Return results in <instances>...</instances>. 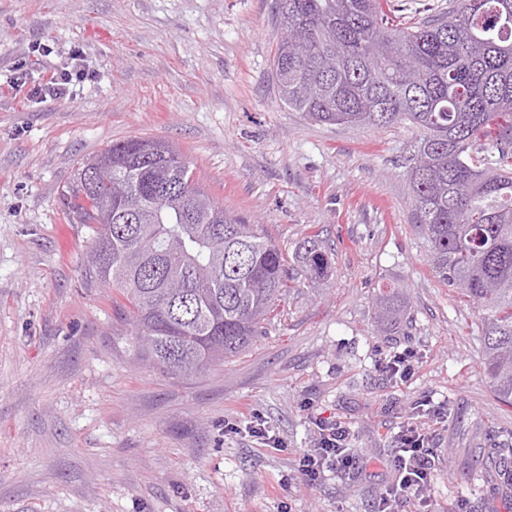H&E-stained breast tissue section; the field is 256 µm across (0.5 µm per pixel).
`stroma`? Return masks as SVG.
<instances>
[{
	"label": "stroma",
	"instance_id": "obj_1",
	"mask_svg": "<svg viewBox=\"0 0 512 512\" xmlns=\"http://www.w3.org/2000/svg\"><path fill=\"white\" fill-rule=\"evenodd\" d=\"M276 18V0H0V84L75 51L96 74L72 101L0 94V512H371L423 401L441 410L419 418L439 455L432 512H512V407L481 368V309L428 263L407 177L419 134L284 106ZM133 138L179 144L225 209L291 252L318 235L331 262L266 335L186 378L138 359L69 208L84 164ZM389 286L403 315L383 326ZM407 347L414 375L390 379L382 358ZM255 413L282 447L250 436ZM320 414L350 427L359 463L312 485L297 463Z\"/></svg>",
	"mask_w": 512,
	"mask_h": 512
}]
</instances>
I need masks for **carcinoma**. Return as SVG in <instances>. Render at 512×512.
Returning a JSON list of instances; mask_svg holds the SVG:
<instances>
[{"label": "carcinoma", "instance_id": "cac0c4a2", "mask_svg": "<svg viewBox=\"0 0 512 512\" xmlns=\"http://www.w3.org/2000/svg\"><path fill=\"white\" fill-rule=\"evenodd\" d=\"M279 100L328 125L410 123L416 223L438 277L483 311L482 365L512 403V0H456L405 20L392 0H277ZM72 207L92 225L90 282L129 309L136 348L162 373L191 376L249 348L291 281L329 258L317 235L292 256L200 188L175 144L115 142L84 166ZM396 288L377 303L401 319Z\"/></svg>", "mask_w": 512, "mask_h": 512}]
</instances>
